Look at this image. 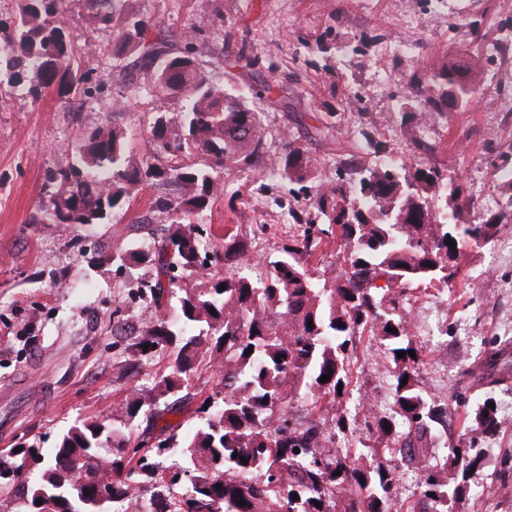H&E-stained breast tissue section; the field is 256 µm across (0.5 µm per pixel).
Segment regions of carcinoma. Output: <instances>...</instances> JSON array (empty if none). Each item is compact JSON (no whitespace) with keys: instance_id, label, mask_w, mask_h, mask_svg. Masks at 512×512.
Returning <instances> with one entry per match:
<instances>
[{"instance_id":"cac0c4a2","label":"carcinoma","mask_w":512,"mask_h":512,"mask_svg":"<svg viewBox=\"0 0 512 512\" xmlns=\"http://www.w3.org/2000/svg\"><path fill=\"white\" fill-rule=\"evenodd\" d=\"M73 2L21 0L16 35L0 42V100L16 89L35 100L50 90L67 105L111 82L139 90L149 103L163 95L177 108L155 113L149 152L138 160L128 154L122 128L90 131L78 164L53 173L49 204L31 223L99 224L133 187H172L152 203L169 218L161 236L112 254L121 266L131 261L153 271L149 314L127 369L138 375L168 349L171 361L148 393L134 390L112 411V423L68 428L52 457L32 446L0 456V478L12 481L24 512H41L40 499L54 502L57 512H109L141 489L144 475L161 488L190 475L179 497L144 512H427L429 502H457L476 492L483 449L463 438L450 459L427 444L448 436V408L428 402L417 388L421 351L404 310L410 287L448 286L465 244L488 241L512 224V202L477 223L464 219L471 199L458 178L431 164L436 146L419 135L424 113L409 112L413 155L399 167L404 174L392 164L341 161L337 179L314 186L309 205L288 209L287 222L299 233L285 240L277 259H255L251 241L238 232L224 234L207 252L201 224L228 180L267 172L301 183L312 158L286 134L268 141L248 98H270L269 84L230 93L209 83L195 56L192 22L176 32L133 9L84 0L85 27L115 31L118 64L111 77L83 67L93 50L69 25ZM484 58L479 48L440 64L407 84L405 100L422 98L432 112L467 105L480 93ZM499 158L489 177L512 189V147ZM331 244L340 267L330 276L310 260ZM213 263L224 264V276L201 275ZM176 290L178 307L163 308L164 295ZM364 340L378 343L392 365L393 395L389 411H362L364 429L383 455L368 465L351 444L336 446L347 431L342 398L354 391ZM400 351L406 356L398 357ZM202 365L217 368L221 380L196 408L202 423L182 440L183 456L158 469L148 455L165 441L154 446L153 435L174 428L165 418L184 412L190 400L184 389ZM324 375L330 379L319 382ZM491 401L474 412L487 433L500 424ZM331 407L328 420L323 412ZM142 419V433L131 438ZM450 464L461 471L457 485L448 482ZM404 469L419 489L414 506L400 491Z\"/></svg>"}]
</instances>
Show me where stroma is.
Returning <instances> with one entry per match:
<instances>
[{"instance_id":"1","label":"stroma","mask_w":512,"mask_h":512,"mask_svg":"<svg viewBox=\"0 0 512 512\" xmlns=\"http://www.w3.org/2000/svg\"><path fill=\"white\" fill-rule=\"evenodd\" d=\"M139 13L181 28L199 23V63L210 82L228 88L268 81L275 102L253 101L263 127L283 131L316 161L310 180L335 177L340 161L365 166L408 161L411 147L402 124L399 92L413 78L471 48L470 26L484 42L512 36V0H134ZM323 51H315L316 43ZM258 60L255 69L234 66L240 44ZM109 87L78 110L55 95L41 101L14 91L0 105V390L27 388L28 405L0 399V420L13 421L0 455L18 445L51 453L59 435L75 422L109 415L132 390L148 391L155 373L169 364L157 354L135 377L122 371L130 344L145 317L140 287L148 268L118 266L112 254L129 243L149 242L157 188L140 185L130 207L103 224H35L31 217L47 204L54 169L75 163L86 134L109 125L127 133L130 154L141 157L155 113L172 101L143 104L130 97L123 111L112 109ZM512 95V79L496 57L485 64L482 90L466 107L438 115L425 136L436 142L435 162L447 175L461 176L464 192L485 213L486 197L512 202V192L488 176L490 165L512 145V113L489 112L485 103ZM380 130L377 151L366 150L363 133ZM306 203L300 184L279 179L238 177L204 219L207 231L236 229L270 256L288 234L281 213ZM152 223V224H153ZM470 290L441 295L413 290L411 316L428 317L427 331L414 335L424 366L418 388L448 406L447 448L459 438L476 439L484 452L483 483L500 485L512 466V420L495 434L472 429L471 413L485 398L512 401V251L499 241L469 242L458 259ZM508 337L495 368L497 385L483 378L484 353L491 339ZM363 391L390 396L386 361L378 345L359 347Z\"/></svg>"}]
</instances>
